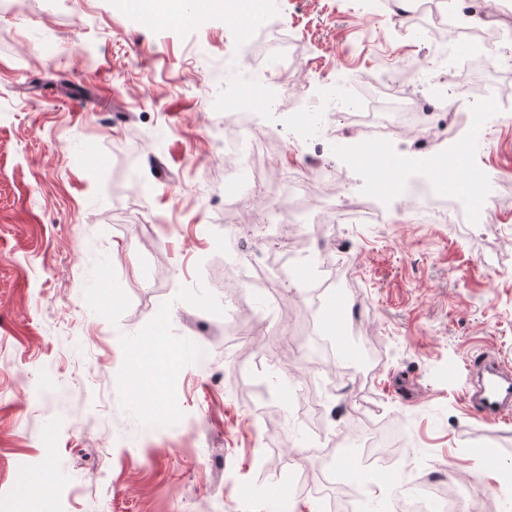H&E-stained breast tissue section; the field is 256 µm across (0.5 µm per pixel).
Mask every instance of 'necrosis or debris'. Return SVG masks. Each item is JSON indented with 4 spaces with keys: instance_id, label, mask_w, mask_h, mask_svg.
<instances>
[{
    "instance_id": "4bbe7bcc",
    "label": "necrosis or debris",
    "mask_w": 512,
    "mask_h": 512,
    "mask_svg": "<svg viewBox=\"0 0 512 512\" xmlns=\"http://www.w3.org/2000/svg\"><path fill=\"white\" fill-rule=\"evenodd\" d=\"M288 50L271 30L241 44L242 62L225 68V87L235 90L253 82L258 70L282 85V97H263L262 109L280 111L281 98H288L295 117L288 138L298 145L304 141V132L318 124L342 125L352 133L357 146L369 152L382 150L396 137L416 138L419 151L429 159L421 176L409 181L375 178L377 194L392 197L422 224L497 223L498 209L491 204L484 167L468 160L449 164L441 147L453 130L455 107L434 93L414 94L409 90L411 81H434L436 64L408 59L380 76L355 73L346 84L348 107L331 114L324 111L317 98L286 84L279 66L261 69V62L270 56L286 61ZM252 112L251 106L236 97L224 108V137L218 145L225 162V239H238L241 215L261 188L267 192L264 223L276 233L294 224L385 223L383 212L372 203L353 199L347 182L334 172L310 171L295 162L286 172L273 173L265 159L273 132L257 126ZM294 259L290 253L266 266L254 256H241L238 265L230 269L233 286L224 297L225 309H232L255 289L289 279L295 269ZM355 421L361 465L371 471L392 473L393 450L401 445L396 427L373 423L361 409L356 410ZM434 502L439 504V512H458L460 499L452 492L447 476L428 475L419 487H400L394 492L395 512H430Z\"/></svg>"
}]
</instances>
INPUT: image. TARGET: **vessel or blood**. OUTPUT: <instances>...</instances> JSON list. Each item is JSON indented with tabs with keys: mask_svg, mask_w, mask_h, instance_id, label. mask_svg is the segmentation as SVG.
<instances>
[{
	"mask_svg": "<svg viewBox=\"0 0 512 512\" xmlns=\"http://www.w3.org/2000/svg\"><path fill=\"white\" fill-rule=\"evenodd\" d=\"M467 381L474 388L470 402L479 420L497 424L512 419V365L487 355L473 363Z\"/></svg>",
	"mask_w": 512,
	"mask_h": 512,
	"instance_id": "obj_1",
	"label": "vessel or blood"
}]
</instances>
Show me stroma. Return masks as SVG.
<instances>
[{"mask_svg": "<svg viewBox=\"0 0 512 512\" xmlns=\"http://www.w3.org/2000/svg\"><path fill=\"white\" fill-rule=\"evenodd\" d=\"M301 65L331 73L427 58L431 17L337 10L334 0H270ZM121 0H0V490L13 512H275L291 482L316 476L307 453L328 419L344 434L359 400L405 424L410 474L470 472L462 508L512 512V424L486 425L464 399L465 365L512 361V215L497 224H411L383 202L384 224H306L266 238L263 254H306L338 274L336 374L303 331L298 278L258 289L243 315H273L262 337L230 332L229 263L211 129H223L224 54L252 34L223 14L172 29L130 27ZM485 138L462 126L444 143L471 153L512 197V93H459ZM346 134L313 128L279 157L346 175L360 197L371 167ZM161 334L191 355L136 360ZM313 361L303 414L288 413L283 369ZM236 358L240 383L201 374ZM494 453L500 467H484ZM47 478L36 494L17 469Z\"/></svg>", "mask_w": 512, "mask_h": 512, "instance_id": "35a3bbf8", "label": "stroma"}]
</instances>
